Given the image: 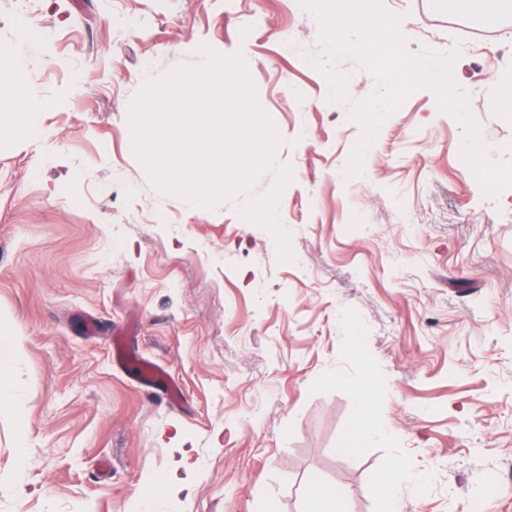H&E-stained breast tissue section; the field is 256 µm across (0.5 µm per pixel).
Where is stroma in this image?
Here are the masks:
<instances>
[{
    "label": "stroma",
    "instance_id": "stroma-1",
    "mask_svg": "<svg viewBox=\"0 0 512 512\" xmlns=\"http://www.w3.org/2000/svg\"><path fill=\"white\" fill-rule=\"evenodd\" d=\"M384 3L410 51L463 38L482 136L512 142L484 81L512 77V16ZM202 42L243 51L284 139L293 262L235 202L158 192L132 152L133 94ZM3 48L35 107L31 138L0 134V512H303L316 482L382 512L395 459L424 477L400 480L405 512H471L480 492L512 512V190L483 196L432 91L346 181L360 128L303 60L319 28L294 0H0ZM140 363L179 397L141 387ZM367 372L382 432L342 460Z\"/></svg>",
    "mask_w": 512,
    "mask_h": 512
}]
</instances>
